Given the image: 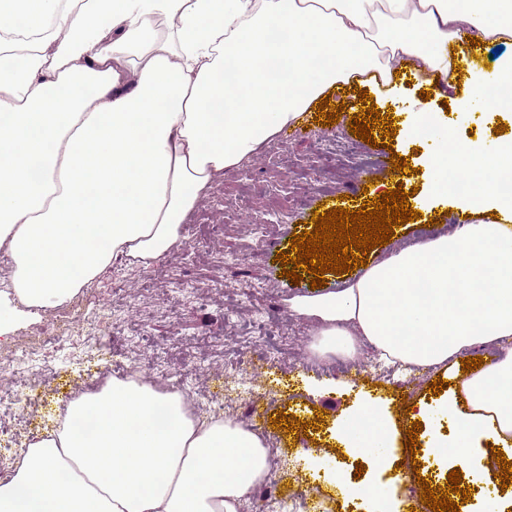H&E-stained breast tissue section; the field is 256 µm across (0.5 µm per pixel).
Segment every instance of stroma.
Segmentation results:
<instances>
[{
  "label": "stroma",
  "instance_id": "obj_1",
  "mask_svg": "<svg viewBox=\"0 0 512 512\" xmlns=\"http://www.w3.org/2000/svg\"><path fill=\"white\" fill-rule=\"evenodd\" d=\"M387 70L395 92L372 80L363 87L375 109L397 128L394 152L409 158L414 169L409 184L420 215L395 229L393 241L399 244L429 219L444 225L461 214L454 197L431 194L435 176L424 164L420 141L405 132L410 112L437 114L438 127L448 128L453 137H466L468 144L486 153L512 141V112L487 115L479 108L459 109V100L470 94L472 70H462L460 85L444 95L438 94L428 70L397 60L389 62ZM426 91L431 94L427 100L422 97ZM337 94L346 105L339 122L322 126L313 112H306L301 122L284 128L250 162L228 170L189 215L181 246L164 260L147 270L128 266L119 281L108 275L94 283L92 295L105 297L110 305L82 303L73 339L58 352L52 368L25 362L22 377L0 373V390L17 387L23 393L18 405L0 407V436L26 446L32 433L53 427L59 406L71 393L88 387L104 369L121 374L135 352L147 370L154 353L164 349L171 382L182 383L198 399L220 401L225 385L242 379L251 383L254 403H236L233 417L244 425L256 424L269 448L275 496L307 494L300 512H313L320 498H341L342 484L357 483L375 486L392 512H406L402 489L416 478L411 453L424 451L426 439L439 437V424H450L449 390L431 392L439 377L433 370L417 372L406 386L377 378L367 366L373 358L367 350L356 365L337 372L333 359L319 358L312 349L314 323L290 311L292 298L311 294L309 281L291 283L282 275V264L267 258L274 244L287 239L290 227L300 224L313 230L320 196L316 182L329 183L333 197L355 184L356 171L333 166L332 159L340 143L367 150V143L349 131L350 117L364 107L352 84L340 85ZM502 124L507 132L497 133ZM263 312L275 319L271 335L291 339L292 357L275 356L256 342L238 343V336L224 330L233 315L241 334L251 335L252 321ZM217 334L231 345L230 353H221L211 343ZM406 389L410 398L400 400ZM365 406L379 407L386 427L374 435L372 450L360 455L366 470L358 475L341 466L349 458L341 433ZM280 411L305 422L320 419L321 426L286 431L272 424ZM417 419L424 440L411 449L405 444L406 430ZM392 457L399 468L389 467Z\"/></svg>",
  "mask_w": 512,
  "mask_h": 512
}]
</instances>
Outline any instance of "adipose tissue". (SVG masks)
I'll return each mask as SVG.
<instances>
[{
	"label": "adipose tissue",
	"instance_id": "1",
	"mask_svg": "<svg viewBox=\"0 0 512 512\" xmlns=\"http://www.w3.org/2000/svg\"><path fill=\"white\" fill-rule=\"evenodd\" d=\"M512 42V0H0V305L57 307L119 261L148 269L225 170L298 123L327 90L415 60L455 87L449 45ZM462 210L492 223L391 251L337 291L293 298L314 349L364 344L419 369L444 367L464 397L455 463L486 437L512 445V142L463 147ZM494 344L479 375L462 354ZM500 382L489 392V382ZM264 440L189 411L172 386L113 377L72 400L0 480V512H239L266 479Z\"/></svg>",
	"mask_w": 512,
	"mask_h": 512
}]
</instances>
